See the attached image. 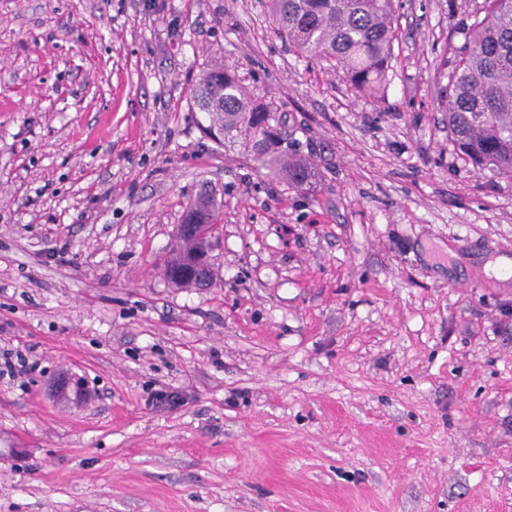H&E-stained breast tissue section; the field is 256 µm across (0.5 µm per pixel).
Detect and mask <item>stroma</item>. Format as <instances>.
Instances as JSON below:
<instances>
[{"label":"stroma","mask_w":512,"mask_h":512,"mask_svg":"<svg viewBox=\"0 0 512 512\" xmlns=\"http://www.w3.org/2000/svg\"><path fill=\"white\" fill-rule=\"evenodd\" d=\"M482 3L399 0L358 97L269 0H0V512H512V181L439 103ZM216 63L310 185L204 136ZM201 198L214 282L179 288ZM185 246L186 245L182 242V240H176L175 245L171 249L169 259L165 264L171 273L169 281L183 287L197 286L195 281L189 279L188 275L182 269ZM87 386L81 376L67 372L62 374L55 385L57 393L64 395H72L75 399H80L87 392Z\"/></svg>","instance_id":"35a3bbf8"}]
</instances>
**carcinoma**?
Returning a JSON list of instances; mask_svg holds the SVG:
<instances>
[{
    "instance_id": "1",
    "label": "carcinoma",
    "mask_w": 512,
    "mask_h": 512,
    "mask_svg": "<svg viewBox=\"0 0 512 512\" xmlns=\"http://www.w3.org/2000/svg\"><path fill=\"white\" fill-rule=\"evenodd\" d=\"M271 10L278 33L298 54L330 63L357 93L386 87L397 39L394 0H271ZM463 36L440 100L448 130L464 160L512 180V0H484ZM193 101L208 119L204 134L220 147H239L254 169L285 170L291 188L315 176L310 164L282 166L291 143L280 131L279 109L251 96L235 73L210 68ZM212 221L207 201L190 205L183 219ZM184 251L176 241L166 267L169 281L189 287L195 281L183 271Z\"/></svg>"
}]
</instances>
